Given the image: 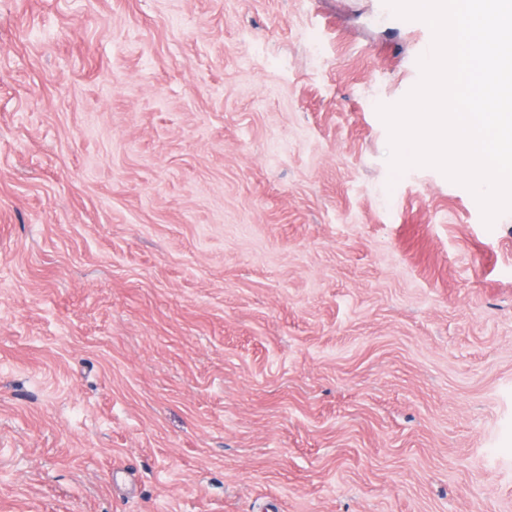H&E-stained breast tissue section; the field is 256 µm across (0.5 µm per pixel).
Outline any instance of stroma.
<instances>
[{
	"label": "stroma",
	"mask_w": 512,
	"mask_h": 512,
	"mask_svg": "<svg viewBox=\"0 0 512 512\" xmlns=\"http://www.w3.org/2000/svg\"><path fill=\"white\" fill-rule=\"evenodd\" d=\"M385 0H0V512H512V212L394 174Z\"/></svg>",
	"instance_id": "stroma-1"
}]
</instances>
